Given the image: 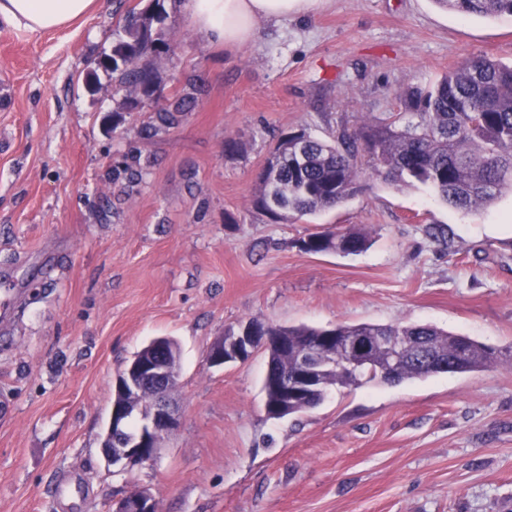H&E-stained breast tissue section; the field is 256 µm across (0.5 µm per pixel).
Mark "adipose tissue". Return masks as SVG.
<instances>
[{"label": "adipose tissue", "mask_w": 512, "mask_h": 512, "mask_svg": "<svg viewBox=\"0 0 512 512\" xmlns=\"http://www.w3.org/2000/svg\"><path fill=\"white\" fill-rule=\"evenodd\" d=\"M326 0H183L182 9L203 40L227 48L254 40L256 19L312 14ZM98 0H0V24L38 33L89 16Z\"/></svg>", "instance_id": "adipose-tissue-1"}]
</instances>
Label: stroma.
<instances>
[{
  "label": "stroma",
  "mask_w": 512,
  "mask_h": 512,
  "mask_svg": "<svg viewBox=\"0 0 512 512\" xmlns=\"http://www.w3.org/2000/svg\"><path fill=\"white\" fill-rule=\"evenodd\" d=\"M99 0L69 27L0 25V512H111L150 491L160 512H512V359L492 368L330 391L268 418L266 355L221 367L225 329L428 323L512 352V194L465 214L363 167L351 200L301 219L260 210L280 134L333 141L481 54L512 62V19L432 0H330L258 20L255 41H202L165 0L168 99L195 103L152 138L96 61L130 9ZM241 151L225 152L227 139ZM135 152L141 176L112 177ZM364 229L355 255L310 254ZM181 353L179 424L149 464L116 473L101 439L112 383L149 341ZM367 242V233L361 230L347 229L343 234L327 231L310 235L302 241L301 248L305 252L315 254L337 252L338 250L357 254L365 249Z\"/></svg>",
  "instance_id": "obj_1"
}]
</instances>
